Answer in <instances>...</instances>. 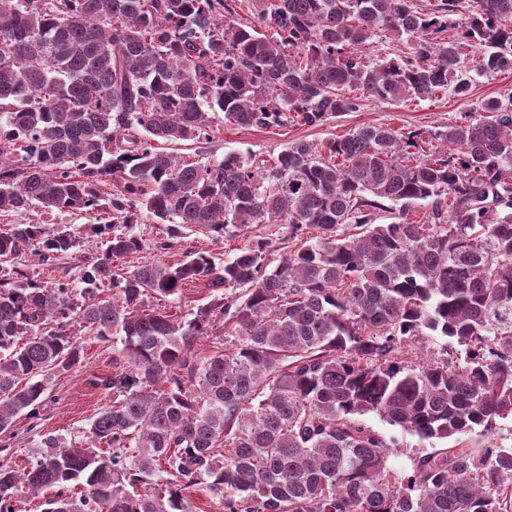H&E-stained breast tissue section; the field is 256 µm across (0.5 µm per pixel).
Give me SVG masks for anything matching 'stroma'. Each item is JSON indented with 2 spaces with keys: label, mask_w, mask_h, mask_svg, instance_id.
Wrapping results in <instances>:
<instances>
[{
  "label": "stroma",
  "mask_w": 512,
  "mask_h": 512,
  "mask_svg": "<svg viewBox=\"0 0 512 512\" xmlns=\"http://www.w3.org/2000/svg\"><path fill=\"white\" fill-rule=\"evenodd\" d=\"M471 84L470 94L465 99L457 98L449 92L430 100L406 104L367 99L359 111L342 114L320 127L291 122L281 128L256 129L219 122L210 140L186 143L180 154L201 163L222 159L227 152H239L266 160L278 155L291 142L307 140L318 143L342 137L364 125L385 124L403 133L415 129L438 128L456 122L463 113L476 111L482 101L496 96L502 87L512 85V72L486 75L475 73L471 76ZM21 220L25 223L40 222L50 229L60 224H71L88 237L89 242L79 255L60 262L58 269L53 272L57 278L65 273L78 276L82 257L96 254L101 246L100 239L91 234L95 219L90 215L68 212L46 214L35 210L22 215ZM81 346L84 350L82 363L55 378L51 384L39 431H31L30 421L26 417H18L12 426L14 446L9 451L0 452L1 460H22L41 431H52L76 441L82 440L95 415L108 404V397L95 386L94 380L111 373L112 347L88 335L82 337ZM362 421L391 441L392 455L389 463L396 470L410 471L416 457L432 452L435 448L434 442L419 440L401 428L389 425L378 414H365Z\"/></svg>",
  "instance_id": "1"
}]
</instances>
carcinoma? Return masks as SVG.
I'll list each match as a JSON object with an SVG mask.
<instances>
[{"label": "carcinoma", "mask_w": 512, "mask_h": 512, "mask_svg": "<svg viewBox=\"0 0 512 512\" xmlns=\"http://www.w3.org/2000/svg\"><path fill=\"white\" fill-rule=\"evenodd\" d=\"M0 0V448L31 429L53 377L82 362L78 332L121 337L109 397L78 442L39 435L0 461V512H512V86L454 124L359 127L300 140L274 161L205 164L168 151L242 128L318 127L365 99L468 96L477 70H512V0ZM385 33L408 51L366 52ZM399 217L376 223L383 202ZM428 223L403 218L415 203ZM95 214L103 253L80 287L52 267L81 251L63 225L9 223L33 209ZM164 225L175 263L119 272ZM267 233L222 265L185 242ZM288 225L294 249L266 261ZM204 280L187 317L166 304ZM215 337L200 359L197 339ZM426 336L441 357L409 355ZM376 413L448 447L410 472L359 417Z\"/></svg>", "instance_id": "cac0c4a2"}]
</instances>
